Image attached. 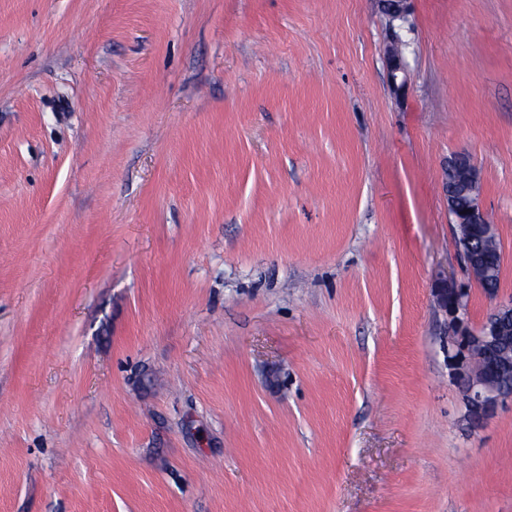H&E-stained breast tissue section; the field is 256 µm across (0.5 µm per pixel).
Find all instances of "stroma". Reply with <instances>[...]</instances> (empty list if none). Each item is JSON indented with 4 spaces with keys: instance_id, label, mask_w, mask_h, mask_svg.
Listing matches in <instances>:
<instances>
[{
    "instance_id": "obj_1",
    "label": "stroma",
    "mask_w": 512,
    "mask_h": 512,
    "mask_svg": "<svg viewBox=\"0 0 512 512\" xmlns=\"http://www.w3.org/2000/svg\"><path fill=\"white\" fill-rule=\"evenodd\" d=\"M0 0V512H512L448 364L454 153L512 299V0ZM402 45L400 40L391 44L388 49V58L390 61L389 80L393 88L402 92L407 86V67L402 57Z\"/></svg>"
}]
</instances>
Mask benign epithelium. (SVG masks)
<instances>
[{
    "label": "benign epithelium",
    "instance_id": "7a95c632",
    "mask_svg": "<svg viewBox=\"0 0 512 512\" xmlns=\"http://www.w3.org/2000/svg\"><path fill=\"white\" fill-rule=\"evenodd\" d=\"M409 0H384L383 8L389 23L407 21ZM389 80L402 92L407 86V67L402 57V42L397 40L388 49ZM460 186L472 196L471 206L460 211L456 207V189ZM481 183L476 166L463 155L448 161V214L460 231L456 236L469 281L485 288L490 283L487 268L479 255L470 251V234L474 228L486 230L492 222L481 206ZM466 285L446 275L440 276L432 290L437 310L450 317L452 336L448 341V363L454 370L469 420L478 424L495 409L512 402V299L495 306L476 329L467 325Z\"/></svg>",
    "mask_w": 512,
    "mask_h": 512
}]
</instances>
